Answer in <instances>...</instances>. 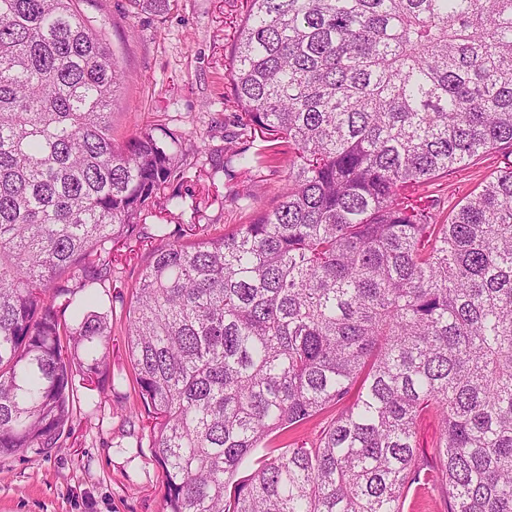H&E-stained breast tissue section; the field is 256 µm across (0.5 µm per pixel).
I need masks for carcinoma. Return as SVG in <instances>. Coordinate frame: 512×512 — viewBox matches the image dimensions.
<instances>
[{"label":"carcinoma","mask_w":512,"mask_h":512,"mask_svg":"<svg viewBox=\"0 0 512 512\" xmlns=\"http://www.w3.org/2000/svg\"><path fill=\"white\" fill-rule=\"evenodd\" d=\"M230 56L244 135L288 145V180L251 223L172 241L142 221L180 208L187 143L112 138L123 76L80 0H0V456L57 447L77 388L122 384L86 296L133 239L162 512H403L425 485L512 512V0H246ZM492 151L439 220L429 187ZM333 412H327L305 426L304 428L298 429L297 431L287 432L283 436H281L278 440H276V444H282L293 441H307L310 442L314 440L319 432L323 429L324 426L328 422H330L332 418ZM440 429L437 417L429 412L421 417L416 430V443L431 462L432 450L439 437Z\"/></svg>","instance_id":"carcinoma-1"}]
</instances>
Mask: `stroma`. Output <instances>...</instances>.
Instances as JSON below:
<instances>
[{
    "label": "stroma",
    "mask_w": 512,
    "mask_h": 512,
    "mask_svg": "<svg viewBox=\"0 0 512 512\" xmlns=\"http://www.w3.org/2000/svg\"><path fill=\"white\" fill-rule=\"evenodd\" d=\"M245 0H169L167 10L135 8L131 0H82L125 74L112 105V135L122 141L157 124L191 146L192 163L171 192L180 209H154L147 224L177 231L208 225L211 233L251 222L270 209L288 175V149L270 153L259 173L234 157L244 138L227 77L229 44ZM500 164L491 154L433 187L452 210ZM149 260L148 246L129 243L116 254L112 289L113 373L124 383L100 405L79 402L80 426L57 447L0 457V512H161L164 475L150 447L147 413L137 394L126 338L128 290Z\"/></svg>",
    "instance_id": "obj_1"
}]
</instances>
